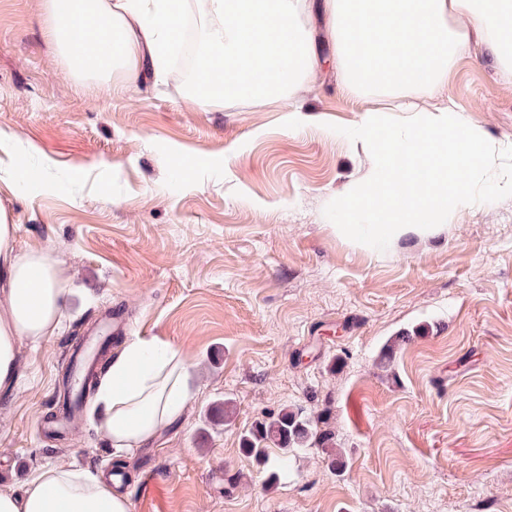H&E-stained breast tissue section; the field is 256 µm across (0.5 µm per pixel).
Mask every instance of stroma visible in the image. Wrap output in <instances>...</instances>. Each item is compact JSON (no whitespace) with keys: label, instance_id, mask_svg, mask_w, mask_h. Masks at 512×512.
Here are the masks:
<instances>
[{"label":"stroma","instance_id":"obj_1","mask_svg":"<svg viewBox=\"0 0 512 512\" xmlns=\"http://www.w3.org/2000/svg\"><path fill=\"white\" fill-rule=\"evenodd\" d=\"M45 0H0V132L38 178L0 170V210L24 253H53L61 330L20 346L0 396V488L65 464L126 477L132 512H512V194L474 188L439 232L377 248L338 228L337 201L379 157L347 136L371 106L334 69L305 95L321 123L279 104L203 106L174 73L115 91L75 74L43 30ZM441 102L504 153L512 82L462 59ZM179 350L196 387L184 414L128 454L80 412L48 433L76 337ZM389 366L381 347L400 333ZM230 402L229 421L214 408ZM329 411L346 465L296 450L275 483L241 449L282 408Z\"/></svg>","mask_w":512,"mask_h":512}]
</instances>
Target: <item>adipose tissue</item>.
<instances>
[{
  "instance_id": "1",
  "label": "adipose tissue",
  "mask_w": 512,
  "mask_h": 512,
  "mask_svg": "<svg viewBox=\"0 0 512 512\" xmlns=\"http://www.w3.org/2000/svg\"><path fill=\"white\" fill-rule=\"evenodd\" d=\"M46 33L71 67L129 83L162 78L166 48L181 38L183 17L170 0H46ZM326 14L325 31L304 17ZM329 42L348 94L387 105L367 111L349 134L354 147H380L375 165L341 197L343 214H367L377 239L447 224L474 197L471 179L496 193L500 156L484 130L452 106L417 109L439 93L464 58L484 51L512 76V0H204L197 69L224 64L223 88L202 105L227 99L280 102L289 124L310 120L301 101L320 74ZM392 112L406 113L392 123ZM15 227L0 211V390L17 380L18 342L39 345L61 327L66 293L53 255L13 247ZM191 372L181 353L136 339L99 379L91 410L114 448L131 450L181 416ZM0 512H131V500L92 470L57 465L35 472L22 491L0 492Z\"/></svg>"
}]
</instances>
